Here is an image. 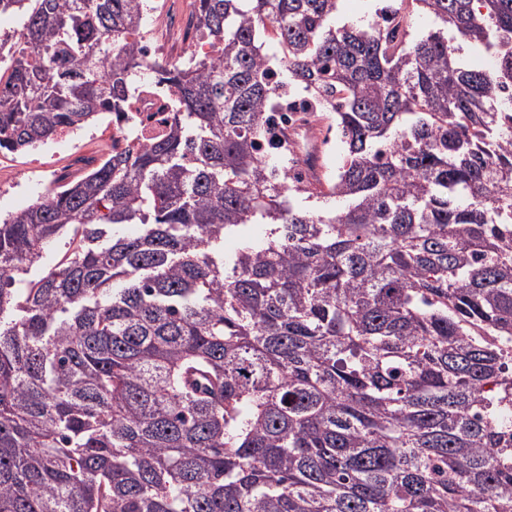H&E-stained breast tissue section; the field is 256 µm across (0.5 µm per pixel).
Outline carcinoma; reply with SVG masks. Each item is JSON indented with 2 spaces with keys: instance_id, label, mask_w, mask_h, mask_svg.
<instances>
[{
  "instance_id": "1",
  "label": "carcinoma",
  "mask_w": 512,
  "mask_h": 512,
  "mask_svg": "<svg viewBox=\"0 0 512 512\" xmlns=\"http://www.w3.org/2000/svg\"><path fill=\"white\" fill-rule=\"evenodd\" d=\"M337 2L192 0L210 50L169 61L145 0H0V152L121 123L143 73L177 101L0 218V512H512V0H415L420 38ZM292 90L321 183L280 166ZM383 7L389 3V1L381 0ZM382 2H374L370 0H339L338 1V13L337 20L341 23L347 24H362L356 20L367 21L375 17V8ZM406 6L407 11L410 12L413 36L422 37L435 28L436 21L433 15L424 11L411 0L406 2ZM295 135L298 137L292 136L291 142L295 147L304 151L306 158H311L312 168L309 170V176L313 182L323 181L325 174L323 156H325L327 167L326 174L336 173L343 160V149L336 141V130L329 134L330 143L325 148L323 131L315 127L306 128L296 132Z\"/></svg>"
}]
</instances>
